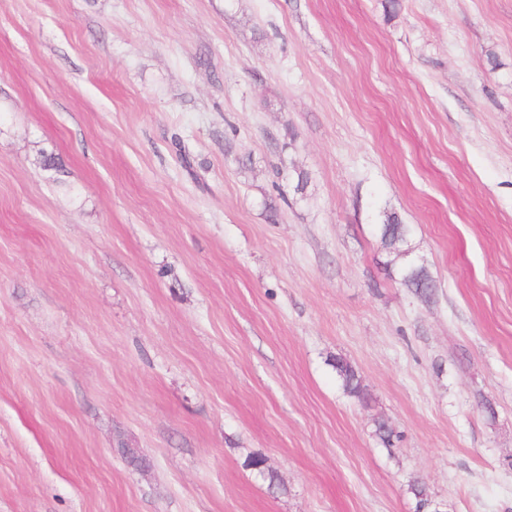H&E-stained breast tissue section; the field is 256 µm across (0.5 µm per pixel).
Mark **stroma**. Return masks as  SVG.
Listing matches in <instances>:
<instances>
[{
    "label": "stroma",
    "instance_id": "35a3bbf8",
    "mask_svg": "<svg viewBox=\"0 0 512 512\" xmlns=\"http://www.w3.org/2000/svg\"><path fill=\"white\" fill-rule=\"evenodd\" d=\"M416 479L512 512V0H0V512ZM336 373L342 380L344 390L359 399L364 398L360 380L354 369L345 361L336 359Z\"/></svg>",
    "mask_w": 512,
    "mask_h": 512
}]
</instances>
